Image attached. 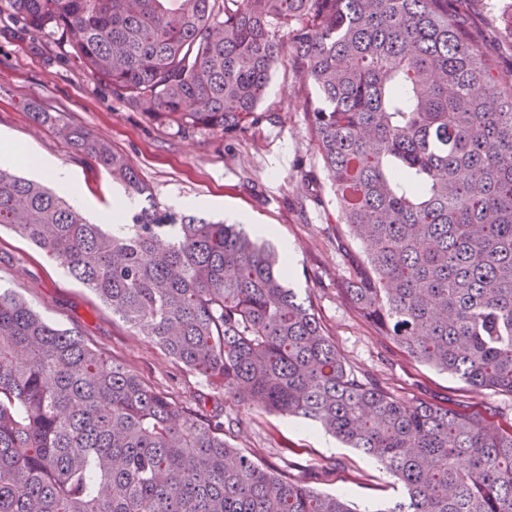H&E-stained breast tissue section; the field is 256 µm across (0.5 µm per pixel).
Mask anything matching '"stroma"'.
I'll return each instance as SVG.
<instances>
[{
  "instance_id": "stroma-1",
  "label": "stroma",
  "mask_w": 512,
  "mask_h": 512,
  "mask_svg": "<svg viewBox=\"0 0 512 512\" xmlns=\"http://www.w3.org/2000/svg\"><path fill=\"white\" fill-rule=\"evenodd\" d=\"M462 27L480 39L499 73L512 75V0H457ZM307 89L290 65H276L261 111L274 119L232 136L184 132L125 109L110 87L54 41L17 42L0 35V135L11 138L19 175L34 178L27 159L42 156L68 168L88 200L82 211L100 222L120 195L119 184L77 154L31 108L65 119L108 141L149 187L158 206L176 215V198L206 200L198 216L228 224L236 213L274 225L295 246L289 282L311 300L325 333L347 364L381 382L397 398L461 403L492 409L512 424V394L475 391L450 375L410 358L342 296L360 257L345 237L336 198L311 140L304 110ZM0 286L21 295L46 321L78 330L106 356L125 364L148 386L182 406L220 416L224 438L254 453L259 463L290 473L325 493L347 494L357 512H379L402 499L400 484L380 464L344 447L311 423L249 407L223 388L174 362L146 333L129 328L60 262L9 230L0 231Z\"/></svg>"
}]
</instances>
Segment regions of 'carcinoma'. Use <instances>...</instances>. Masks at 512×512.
Masks as SVG:
<instances>
[{
    "instance_id": "carcinoma-1",
    "label": "carcinoma",
    "mask_w": 512,
    "mask_h": 512,
    "mask_svg": "<svg viewBox=\"0 0 512 512\" xmlns=\"http://www.w3.org/2000/svg\"><path fill=\"white\" fill-rule=\"evenodd\" d=\"M2 15L0 35L60 42L129 109L179 131L259 125L274 65L291 63L315 90L309 132L360 243L347 300L418 362L512 393V80L453 0H0ZM32 111L148 205L93 224L0 167V227L187 370L379 461L406 491L388 512H512V424L358 376L270 243L160 208L109 142ZM0 512L355 510L0 288Z\"/></svg>"
}]
</instances>
